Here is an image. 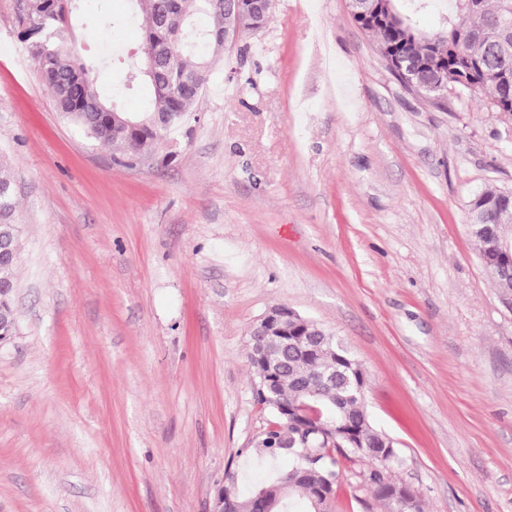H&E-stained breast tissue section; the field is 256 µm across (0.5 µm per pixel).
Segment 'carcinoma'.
I'll use <instances>...</instances> for the list:
<instances>
[{
  "mask_svg": "<svg viewBox=\"0 0 512 512\" xmlns=\"http://www.w3.org/2000/svg\"><path fill=\"white\" fill-rule=\"evenodd\" d=\"M73 0H22L19 19L20 39L35 62L37 74L50 90L57 111L77 126L88 138L113 150L114 162L132 166L143 156L163 152L177 133L195 116V107L207 91L215 60L224 53V28L230 21L224 0H132L141 18H153L158 27L144 32L140 52L128 57L122 77L123 87L134 90L145 83L153 92L152 102L137 115L138 127L127 124L128 115L99 90L97 63L77 62L71 37ZM429 0H411L404 13V29L365 26L377 46L389 47L411 59L428 52L416 33L418 14ZM453 0L445 25L438 30L435 48L438 65L448 67V48L462 63L479 65L478 92L498 112H512L504 100L509 90L502 80L504 62L485 32L504 19L512 20V0ZM233 12L240 18L241 31H257L269 21L271 13L260 14L250 0H236ZM512 209V191L488 189L477 192L469 202V214L479 218L472 239L482 265L496 267L500 258L492 233L512 237V226L497 227L499 211ZM8 248L11 258L0 260V286L15 288L14 269L19 258V224L16 181L7 164L0 161V248ZM321 328L301 315L288 318V335L273 332L266 337L269 358L249 357L255 375L256 401L271 413V421L258 446L271 460L290 461L288 486L281 475L257 487L247 497H236L235 512H294L297 501L306 503L307 512H332L340 476L341 460L366 459L371 469L366 478L388 512H395L396 497L407 494L404 484L391 475L396 452L381 456L379 448L394 446L392 439L377 430L364 405L368 375L350 351L336 339L312 351L302 346L311 331ZM312 392H327L322 402L329 413L307 423L308 447L299 438L282 443L285 433L278 408L288 405V413L299 415Z\"/></svg>",
  "mask_w": 512,
  "mask_h": 512,
  "instance_id": "1",
  "label": "carcinoma"
}]
</instances>
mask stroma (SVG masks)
I'll return each instance as SVG.
<instances>
[{"instance_id": "1", "label": "stroma", "mask_w": 512, "mask_h": 512, "mask_svg": "<svg viewBox=\"0 0 512 512\" xmlns=\"http://www.w3.org/2000/svg\"><path fill=\"white\" fill-rule=\"evenodd\" d=\"M0 0V160L18 181L13 338L0 345V512H209L286 460L253 449L250 331L285 304L369 375L373 426L423 512H512V308L468 230L512 189V114L410 92L348 0H274L224 49L167 164H116L57 112ZM115 18L103 30V16ZM79 55L112 58L130 0H76ZM336 512H387L344 462Z\"/></svg>"}]
</instances>
